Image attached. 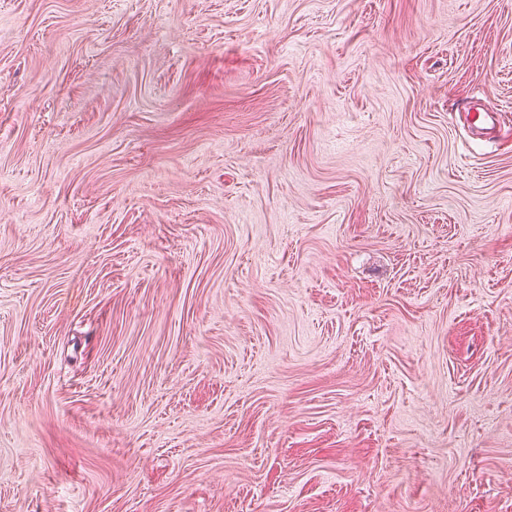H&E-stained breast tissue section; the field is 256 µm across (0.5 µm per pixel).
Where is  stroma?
<instances>
[{
	"instance_id": "1",
	"label": "stroma",
	"mask_w": 512,
	"mask_h": 512,
	"mask_svg": "<svg viewBox=\"0 0 512 512\" xmlns=\"http://www.w3.org/2000/svg\"><path fill=\"white\" fill-rule=\"evenodd\" d=\"M0 512H512V0H0ZM469 112H472L473 129L476 135H487L501 123V114L485 111L479 100L472 101Z\"/></svg>"
}]
</instances>
